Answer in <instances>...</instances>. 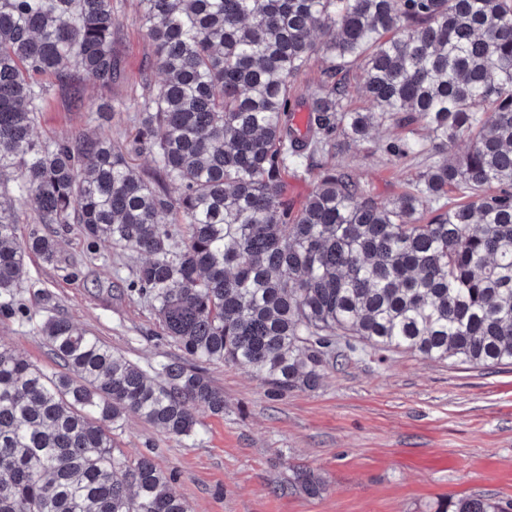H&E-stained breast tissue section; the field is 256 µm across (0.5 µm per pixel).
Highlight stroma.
I'll use <instances>...</instances> for the list:
<instances>
[{"label": "stroma", "mask_w": 512, "mask_h": 512, "mask_svg": "<svg viewBox=\"0 0 512 512\" xmlns=\"http://www.w3.org/2000/svg\"><path fill=\"white\" fill-rule=\"evenodd\" d=\"M114 9L119 72L112 96L127 99L142 80L156 84L161 76L140 30L136 0H114ZM82 88L80 109L68 90L51 89L39 136L101 127L130 143L136 113L116 112L98 124L102 91L89 79ZM407 135L406 128L388 124L335 156L289 164V202L298 206L307 199L322 167L347 172L378 200L392 199L433 163L425 155L393 153ZM17 213L20 236L54 233L58 245L52 258L27 257L16 291L27 317L0 322V344L58 371L38 328L65 318L144 370L183 358L163 335L151 304L128 289L140 256L104 244L88 248L79 225L58 233L53 225L36 224L26 207ZM205 370L224 393V412L202 414L196 436L177 439L134 415L114 435L122 457L149 454L176 472L175 489L191 512H434L440 498L460 496L512 502L510 365L475 368L400 350L359 351L326 364L315 388L278 400L267 397L263 381L248 369L214 362ZM305 469L319 477V495L295 486L296 471Z\"/></svg>", "instance_id": "35a3bbf8"}]
</instances>
